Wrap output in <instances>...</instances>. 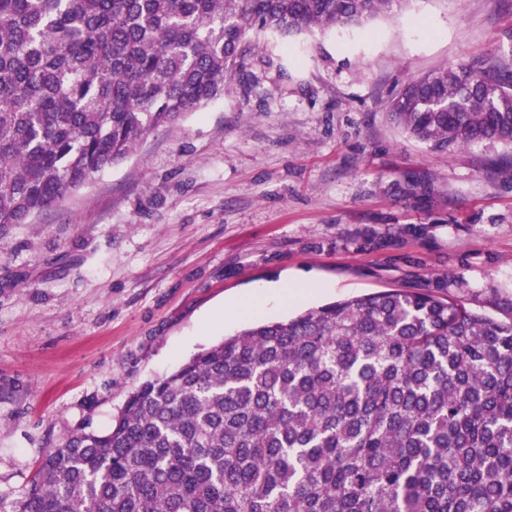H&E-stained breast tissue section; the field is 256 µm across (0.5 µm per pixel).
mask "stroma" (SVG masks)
<instances>
[{
	"label": "stroma",
	"mask_w": 512,
	"mask_h": 512,
	"mask_svg": "<svg viewBox=\"0 0 512 512\" xmlns=\"http://www.w3.org/2000/svg\"><path fill=\"white\" fill-rule=\"evenodd\" d=\"M257 42L252 93L232 86L48 216L0 227L1 493L248 324L437 276L512 317V147L445 155L388 116L411 78L460 62L512 73V0H409ZM281 281L316 289L225 317L228 299Z\"/></svg>",
	"instance_id": "35a3bbf8"
}]
</instances>
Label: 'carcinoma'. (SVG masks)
Here are the masks:
<instances>
[{
    "mask_svg": "<svg viewBox=\"0 0 512 512\" xmlns=\"http://www.w3.org/2000/svg\"><path fill=\"white\" fill-rule=\"evenodd\" d=\"M403 0H0V226L32 224L224 94L253 31L358 27ZM389 116L441 153L512 146V80L457 64ZM448 278L248 327L48 449L0 512H512V319Z\"/></svg>",
    "mask_w": 512,
    "mask_h": 512,
    "instance_id": "obj_1",
    "label": "carcinoma"
}]
</instances>
